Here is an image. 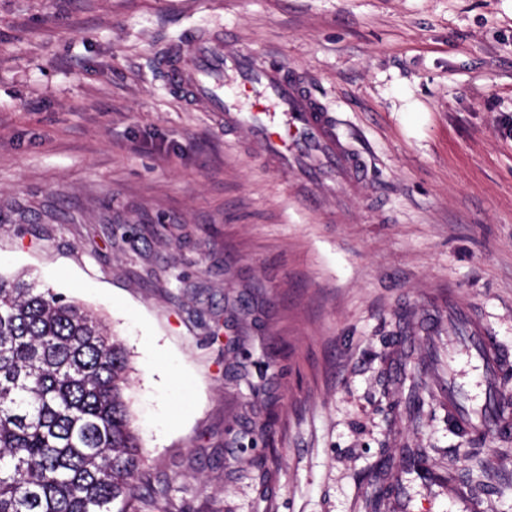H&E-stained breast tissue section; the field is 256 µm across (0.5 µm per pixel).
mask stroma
<instances>
[{
  "instance_id": "35a3bbf8",
  "label": "stroma",
  "mask_w": 512,
  "mask_h": 512,
  "mask_svg": "<svg viewBox=\"0 0 512 512\" xmlns=\"http://www.w3.org/2000/svg\"><path fill=\"white\" fill-rule=\"evenodd\" d=\"M201 30L285 63L368 164L309 205L169 90ZM512 0H0V272L96 310L176 512H364L425 449L512 512V439L448 428L449 304L512 349ZM424 415L390 408L403 336Z\"/></svg>"
}]
</instances>
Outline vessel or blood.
Instances as JSON below:
<instances>
[{"label": "vessel or blood", "instance_id": "vessel-or-blood-1", "mask_svg": "<svg viewBox=\"0 0 512 512\" xmlns=\"http://www.w3.org/2000/svg\"><path fill=\"white\" fill-rule=\"evenodd\" d=\"M221 31L194 33L188 45H173L158 65L170 90L193 106L217 115L228 130H247L256 156L275 170L296 168L313 198L333 185H361L367 176L363 160L340 137L329 110L286 65L270 63L255 53L228 48ZM449 335L462 336L466 358L478 370L477 404L467 411L459 403L461 389L448 387V421L462 436L480 430L490 436L512 431V395L498 380L512 365L504 349L469 312L448 309ZM448 498L461 512H483L463 479L448 484Z\"/></svg>", "mask_w": 512, "mask_h": 512}]
</instances>
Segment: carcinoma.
Segmentation results:
<instances>
[{
    "mask_svg": "<svg viewBox=\"0 0 512 512\" xmlns=\"http://www.w3.org/2000/svg\"><path fill=\"white\" fill-rule=\"evenodd\" d=\"M129 385L125 349L93 311L0 274V512H166ZM406 460L434 477L420 449Z\"/></svg>",
    "mask_w": 512,
    "mask_h": 512,
    "instance_id": "1",
    "label": "carcinoma"
}]
</instances>
